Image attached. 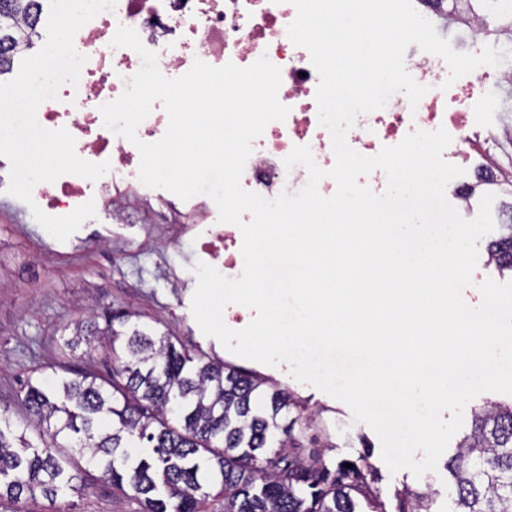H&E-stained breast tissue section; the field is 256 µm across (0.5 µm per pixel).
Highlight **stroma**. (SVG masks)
<instances>
[{
  "instance_id": "35a3bbf8",
  "label": "stroma",
  "mask_w": 512,
  "mask_h": 512,
  "mask_svg": "<svg viewBox=\"0 0 512 512\" xmlns=\"http://www.w3.org/2000/svg\"><path fill=\"white\" fill-rule=\"evenodd\" d=\"M512 112V90L500 86L498 71L488 68L484 92L471 105L475 162L490 161L512 171V147L500 145L494 133L504 112ZM10 163L0 157V416L22 425L25 412L18 402L28 377L53 376L68 361L61 334L64 327L98 312H133L159 332L173 336L190 354L219 358L261 376L289 392L306 407L298 438L303 455L329 450L335 460L367 455L381 481L388 512L395 494L404 489L432 493L431 512H450L445 468L415 477L410 471L390 472L381 458V442L367 425L354 422L343 402L294 380L287 365H262L240 358L205 336L191 312L198 243L191 235L172 234L152 213H134L122 224L98 204L66 241L50 236L34 219L27 204L7 194ZM40 512H140L133 495L91 481L69 502Z\"/></svg>"
}]
</instances>
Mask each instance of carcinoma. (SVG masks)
Returning <instances> with one entry per match:
<instances>
[{
  "label": "carcinoma",
  "instance_id": "1",
  "mask_svg": "<svg viewBox=\"0 0 512 512\" xmlns=\"http://www.w3.org/2000/svg\"><path fill=\"white\" fill-rule=\"evenodd\" d=\"M40 0H0V77L30 48ZM488 241L499 272L512 273V224ZM106 339L110 377L73 372L21 388L23 428L0 426V512L38 497L56 503L87 488L91 470L131 491L141 512H387L376 470L360 455L345 467L325 453L304 458L281 424L289 393L222 361L195 360L133 315L74 323L69 352ZM453 512H512V404L473 413L446 462ZM396 512H430L429 494H396Z\"/></svg>",
  "mask_w": 512,
  "mask_h": 512
}]
</instances>
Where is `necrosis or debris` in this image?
Returning a JSON list of instances; mask_svg holds the SVG:
<instances>
[{"label": "necrosis or debris", "instance_id": "1", "mask_svg": "<svg viewBox=\"0 0 512 512\" xmlns=\"http://www.w3.org/2000/svg\"><path fill=\"white\" fill-rule=\"evenodd\" d=\"M296 15L287 0H117L113 10L99 13L77 33L86 62L78 84H63L59 97L43 102L37 111L47 129H67L75 139L79 157L92 163L109 162L107 179L93 182L66 174L54 182H42L33 193L49 211L71 213L88 197H111L118 218L142 209L138 192L139 152L135 144L112 134L103 124L99 108L118 98L125 81L140 67L139 56L128 48H112L118 27L137 31L143 45L156 52L164 76L187 72L194 60L219 67L253 64L261 56L281 70L279 101L288 106L285 121L270 123L253 142L242 176V185L264 197L281 191L296 192L307 182L302 166L286 168L285 158L297 146H310L317 164L332 167L335 158L329 132L318 121L315 100L319 75L307 50L292 44L287 27ZM405 63L413 78L429 88L417 107L404 94H394L380 110L358 117L348 133L349 145L372 157L382 147L398 144L417 129L445 128L452 137L443 157L456 164L467 154L473 139L468 128V108L484 84L485 70L477 68L455 93L441 90L448 75L439 57L412 45ZM200 250L213 264L227 269L241 267L242 236L231 224H203Z\"/></svg>", "mask_w": 512, "mask_h": 512}]
</instances>
